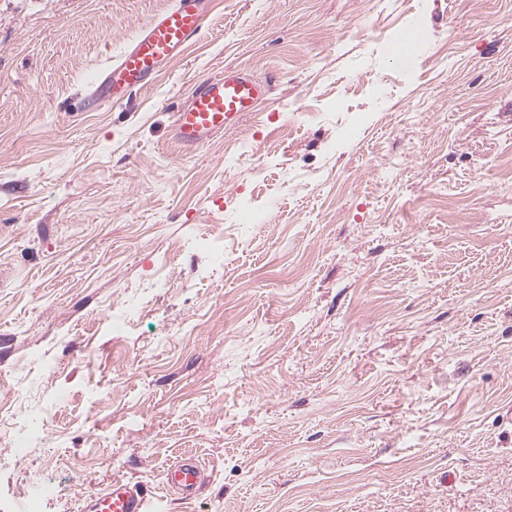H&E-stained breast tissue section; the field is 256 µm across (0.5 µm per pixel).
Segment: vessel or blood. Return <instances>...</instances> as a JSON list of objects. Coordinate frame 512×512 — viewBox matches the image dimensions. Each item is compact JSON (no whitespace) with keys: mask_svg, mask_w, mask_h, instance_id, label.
<instances>
[{"mask_svg":"<svg viewBox=\"0 0 512 512\" xmlns=\"http://www.w3.org/2000/svg\"><path fill=\"white\" fill-rule=\"evenodd\" d=\"M210 12L209 0H176L172 7L157 14L119 58L97 75L92 83L90 105H114L126 93L145 88L149 76L161 63L179 58L201 35ZM269 91L267 81L236 68L225 69L222 76L206 78L176 107L175 143L184 151L204 147L215 135L236 127L246 115L256 111ZM201 480L202 472L192 461L172 465L167 474L168 484L187 495L195 491ZM146 510L145 496L124 481L91 493L82 508V512Z\"/></svg>","mask_w":512,"mask_h":512,"instance_id":"b4317fda","label":"vessel or blood"}]
</instances>
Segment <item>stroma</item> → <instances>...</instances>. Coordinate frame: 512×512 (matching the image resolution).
<instances>
[{"mask_svg":"<svg viewBox=\"0 0 512 512\" xmlns=\"http://www.w3.org/2000/svg\"><path fill=\"white\" fill-rule=\"evenodd\" d=\"M172 4L0 0V512L116 479L149 512H512V0H214L88 109ZM228 64L268 99L179 151ZM211 0H177L157 14L125 51L92 82L88 103L95 108L121 102L127 92L145 88L148 77L197 39L211 12ZM202 480V472L193 461H183L172 465L167 474V482L170 486L181 490L190 496Z\"/></svg>","mask_w":512,"mask_h":512,"instance_id":"35a3bbf8","label":"stroma"}]
</instances>
